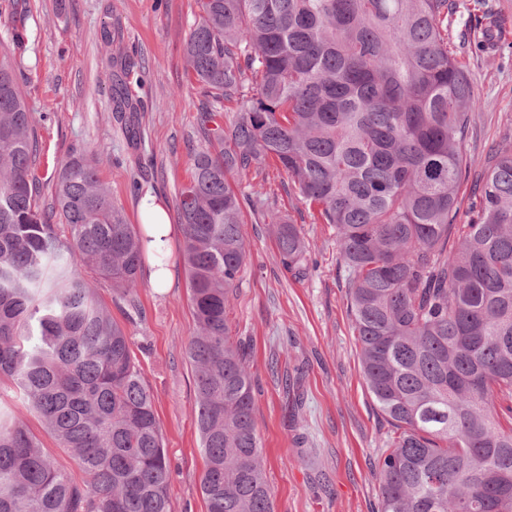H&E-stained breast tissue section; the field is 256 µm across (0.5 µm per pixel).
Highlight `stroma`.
I'll return each instance as SVG.
<instances>
[{
  "label": "stroma",
  "instance_id": "1",
  "mask_svg": "<svg viewBox=\"0 0 512 512\" xmlns=\"http://www.w3.org/2000/svg\"><path fill=\"white\" fill-rule=\"evenodd\" d=\"M456 30L475 6L492 17L503 46L478 51L456 40L477 107L462 143L474 174L492 145L512 138V0H455ZM196 0H27L26 101L38 122L42 201L72 152L102 154L99 176L129 223H139L145 193L163 199L174 222L173 285L152 287L141 271L132 302L109 281L92 286L125 329L154 406L171 467V512H206L199 480L204 459L196 428L194 370L185 348L195 333L178 224L179 193L201 144L199 100L184 45L198 17ZM121 32L126 65L109 69L104 28ZM122 90L136 104L134 135L112 112ZM462 182L456 221L468 223L474 188ZM281 218L309 245L305 272L282 263L273 224L244 209L247 265L230 303L236 334L250 356L255 419L274 512H377L379 450L390 430L369 393L348 312L349 279L336 265V231L313 223L297 191L267 186Z\"/></svg>",
  "mask_w": 512,
  "mask_h": 512
}]
</instances>
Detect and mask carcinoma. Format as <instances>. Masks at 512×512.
I'll return each instance as SVG.
<instances>
[{"mask_svg": "<svg viewBox=\"0 0 512 512\" xmlns=\"http://www.w3.org/2000/svg\"><path fill=\"white\" fill-rule=\"evenodd\" d=\"M185 44L200 85L191 180L179 195L196 334L197 429L207 512H273L249 358L230 297L247 260L237 191L270 171L336 229L369 393L392 427L380 449V512H512V140L455 223L476 107L454 52L449 0H196ZM478 50L497 45L477 22ZM26 29L0 50V382L9 379L73 478L27 423L0 406V512H171V474L153 393L129 336L88 274L130 306L147 245L73 154L39 208V141L19 82ZM109 64L122 60L121 38ZM59 223H51V216ZM283 264L308 246L277 221Z\"/></svg>", "mask_w": 512, "mask_h": 512, "instance_id": "obj_1", "label": "carcinoma"}]
</instances>
